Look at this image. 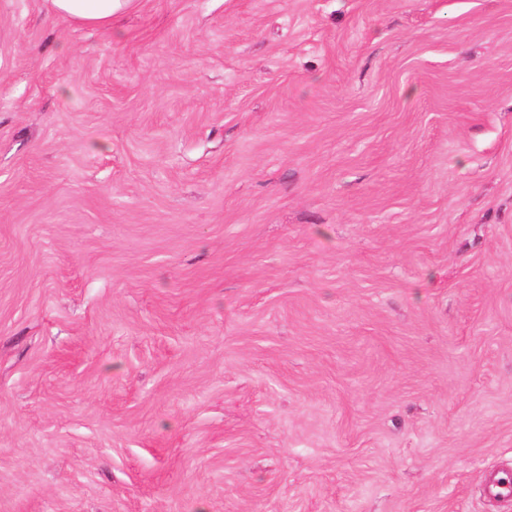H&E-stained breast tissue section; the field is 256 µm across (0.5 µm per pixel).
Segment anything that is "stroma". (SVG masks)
I'll return each instance as SVG.
<instances>
[{
  "label": "stroma",
  "instance_id": "obj_1",
  "mask_svg": "<svg viewBox=\"0 0 512 512\" xmlns=\"http://www.w3.org/2000/svg\"><path fill=\"white\" fill-rule=\"evenodd\" d=\"M512 0H0V512H512ZM54 12L83 28L108 30L112 17L136 0H50Z\"/></svg>",
  "mask_w": 512,
  "mask_h": 512
}]
</instances>
